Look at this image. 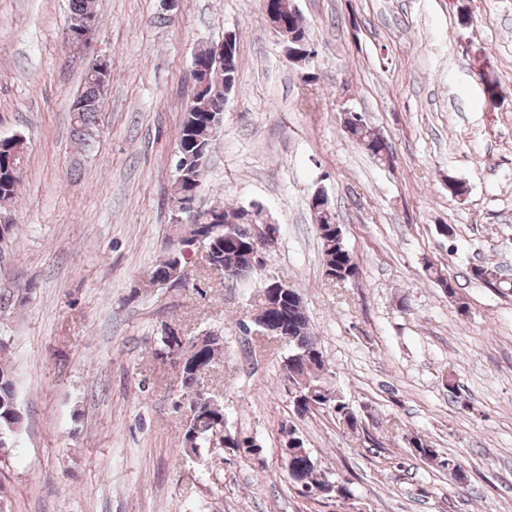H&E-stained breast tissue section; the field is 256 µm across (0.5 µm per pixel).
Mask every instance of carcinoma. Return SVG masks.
<instances>
[{"mask_svg": "<svg viewBox=\"0 0 512 512\" xmlns=\"http://www.w3.org/2000/svg\"><path fill=\"white\" fill-rule=\"evenodd\" d=\"M88 14H98L97 0H71V19L75 20ZM239 71L238 56L221 64L211 62L203 65V69L195 74V82L207 84V91L203 94L195 93L186 103L184 117L179 137V153L181 156L195 157V141L202 137L209 140L207 134L208 113L214 109L224 108V84L235 87ZM79 99L90 103V108L83 112L70 113L72 135L77 144L88 150L91 148L98 134V119L102 100L97 98L94 88L90 84V76L84 75L81 89L76 94ZM348 136L357 144L364 145L371 133V126L360 118L350 123L347 127ZM26 144L14 139H0V206H9L18 198L21 175L26 161ZM317 231L321 241L324 258V274L334 275V281L348 283L355 281L360 274V269L354 257L347 250L343 242L341 225L336 222V213L331 207L325 210L314 211ZM199 232L210 234L211 243L217 256L224 262V268L247 263V256L235 247H224V228L222 224H204ZM174 261L162 258L154 265L151 279L155 282H166L171 276ZM472 279L483 283L486 287L499 293L512 292V282L501 278L497 271L489 266L476 265L471 267ZM288 326L292 327L293 340L290 348V360L288 362V375L290 378L299 377L309 385L316 387L323 384L318 371L326 367L323 351L310 331L309 318L305 309L294 301L288 303ZM222 349L221 339L212 336L207 346L199 350H191L185 347H167L163 340H158L155 355L164 357L175 366L183 365L181 380L186 392L195 393V376L189 371V365L200 362L209 366L213 365ZM329 400V405L336 409H328L334 413L336 419L344 423L349 429L356 430L360 427V416L348 407L343 400L338 398H326L318 393L312 399V403L303 405L293 404V412L299 417L320 413L323 411L322 401ZM20 406L16 396V385L13 364L10 354H0V448L5 454L0 456V466H6L12 457L13 448L16 447L18 432L14 428L21 425L23 417L18 414ZM224 406L212 401H200L197 410L189 416L185 430L182 434L183 441H188L190 436L196 437V445L200 450H205L212 445V440L224 433ZM406 447L412 449L416 457L433 456L439 467L450 468L453 459L444 456L427 439L418 434L404 437ZM295 470L289 474L294 485L300 487L302 493L308 497L313 496V489L324 484L327 478L319 477L316 468L306 463V458L301 456L295 459Z\"/></svg>", "mask_w": 512, "mask_h": 512, "instance_id": "obj_1", "label": "carcinoma"}]
</instances>
